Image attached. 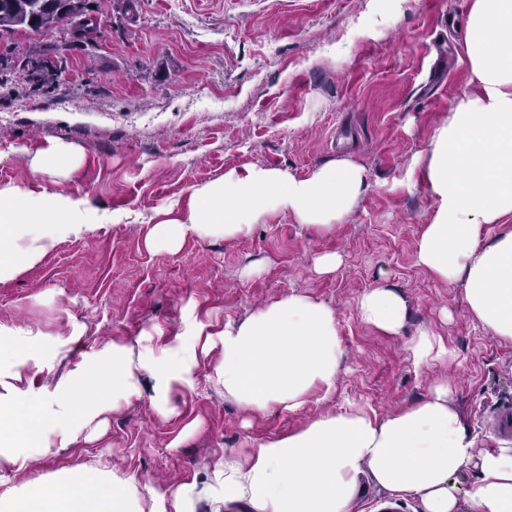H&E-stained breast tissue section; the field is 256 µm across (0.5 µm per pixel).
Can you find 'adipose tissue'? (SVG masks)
Here are the masks:
<instances>
[{
    "label": "adipose tissue",
    "mask_w": 512,
    "mask_h": 512,
    "mask_svg": "<svg viewBox=\"0 0 512 512\" xmlns=\"http://www.w3.org/2000/svg\"><path fill=\"white\" fill-rule=\"evenodd\" d=\"M465 55L474 86L459 98L428 148L426 179L437 207L417 247V262L447 283L464 285L471 315L493 336L512 341V0H473ZM82 157L55 141L32 159L34 171L67 174ZM364 170L349 160L299 177L275 168L232 169L196 188L187 205L157 210L145 242L177 252L190 236L231 239L266 218L289 214L322 232L359 198ZM112 215L82 197L0 185V282L34 265L62 239ZM498 225L489 234V225ZM360 318L387 334L404 326L403 298L385 287L357 302ZM79 330L48 336L29 326L0 324V512H185L184 487L160 493L102 465L62 470L51 487L29 473L50 449L73 446L94 421L141 394L154 381V402L173 412L172 395L191 385L201 355L220 342L210 381L252 411L298 412L313 392L336 388L345 351L338 317L328 305L288 294L218 337L196 326L191 335L155 349L108 343L83 356L52 386L32 375L69 356ZM439 385L418 403L385 419L350 407L325 413L288 435L225 460L210 488L212 512H351L361 475L420 499L423 512H458L452 478L478 470L468 495L472 512H512V448L477 450Z\"/></svg>",
    "instance_id": "1"
}]
</instances>
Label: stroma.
<instances>
[{"instance_id": "obj_1", "label": "stroma", "mask_w": 512, "mask_h": 512, "mask_svg": "<svg viewBox=\"0 0 512 512\" xmlns=\"http://www.w3.org/2000/svg\"><path fill=\"white\" fill-rule=\"evenodd\" d=\"M92 44L62 31L0 36V53L62 46L54 87L34 76L0 86V185L86 198L114 214L62 240L38 263L0 283V323L50 335L83 329L68 359L36 374L53 384L108 341L158 347L193 324L210 333L291 293L338 314L345 356L335 392L303 412L252 413L210 386L213 357L174 413L141 398L112 412L91 439L39 458L49 475L105 459L158 491L185 485L190 512H211L207 485L225 458L357 406L385 417L451 384L454 405L478 449L512 448L494 422L512 405V342L471 316L461 284L416 261L436 202L427 150L453 103L472 90L465 59L472 0H87ZM82 154L65 176L34 172L35 153L55 140ZM364 170L362 193L330 233L293 216L262 222L235 239L187 238L154 254L145 232L156 209L185 203L193 188L231 169H287L298 176L335 160ZM339 256L319 273L314 260ZM384 286L406 304L397 335L364 323L359 297ZM447 356L415 364L420 332ZM353 512H422L419 499L361 479Z\"/></svg>"}]
</instances>
